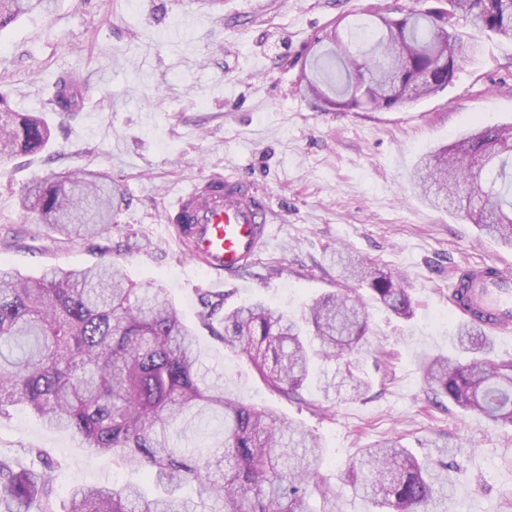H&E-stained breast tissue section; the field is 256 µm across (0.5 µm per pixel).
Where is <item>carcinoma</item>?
<instances>
[{"label": "carcinoma", "mask_w": 512, "mask_h": 512, "mask_svg": "<svg viewBox=\"0 0 512 512\" xmlns=\"http://www.w3.org/2000/svg\"><path fill=\"white\" fill-rule=\"evenodd\" d=\"M52 0H0V31ZM449 9L415 7L392 18L381 8L341 27L335 20L315 43L327 50L305 59L301 81L312 99L340 111L392 110L444 90L475 47L453 29L461 15L512 41V0H448ZM78 83L55 82L52 110L72 112ZM49 125L35 115L0 110V161L43 150ZM416 184L433 206L451 195L478 231L512 250V126L485 124L420 160ZM24 215L68 239L109 231L114 193L106 175L71 172L21 196ZM345 292L328 294L300 314L252 302L224 311V295L202 298L199 321L247 357L267 387L303 400L315 360L354 373L368 333L364 297L390 313L413 316L398 276L336 252ZM0 417L23 405L50 428L70 431L94 453L141 469L155 489L137 485L77 487L57 509L51 466H22L0 455V512H335L334 488L319 469L322 444L265 407L224 391L202 369L195 332L161 287L137 288L112 264L50 268L37 278L0 272ZM459 358L421 361L434 404L446 398L495 426H512V360L498 359L486 331L462 322ZM222 418V439L187 453L176 439L186 415ZM448 463L419 460L397 440L362 448L347 477L380 512H435ZM194 487V497L176 496ZM319 498L314 509L310 499Z\"/></svg>", "instance_id": "carcinoma-1"}]
</instances>
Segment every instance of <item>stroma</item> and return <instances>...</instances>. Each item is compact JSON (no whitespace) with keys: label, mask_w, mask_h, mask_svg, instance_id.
I'll return each instance as SVG.
<instances>
[{"label":"stroma","mask_w":512,"mask_h":512,"mask_svg":"<svg viewBox=\"0 0 512 512\" xmlns=\"http://www.w3.org/2000/svg\"><path fill=\"white\" fill-rule=\"evenodd\" d=\"M374 3L426 9L440 0H224L218 11L201 0H56L50 14L0 31L6 105L46 117L52 129L44 151L0 161V269L36 277L109 260L136 287L165 286L219 385L320 437V475L335 489L336 512H374L347 467L361 448L393 436L421 458L447 447V512H512V428L449 401L432 406L419 368L424 356L456 354L458 320L448 312L456 274L512 263V251L455 209L429 205L412 179L422 157L478 123H512V41L456 19L478 52L444 91L390 111L326 109L301 90V59L315 34ZM62 75L82 88L80 108L66 118L48 105ZM84 169L107 172L119 191L108 234L68 241L23 219V188ZM211 170L264 188L279 215L269 248L220 288L163 221L175 193ZM339 248L399 274L414 314L401 320L367 302L360 365L369 391L356 394L336 364L320 363L330 389L311 384L304 403H292L200 327V298L220 289L228 308L298 309L339 289L330 260ZM31 448L52 464L61 500L75 487L143 479L11 408L0 419V454Z\"/></svg>","instance_id":"stroma-1"}]
</instances>
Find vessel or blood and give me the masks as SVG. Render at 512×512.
I'll list each match as a JSON object with an SVG mask.
<instances>
[{
    "label": "vessel or blood",
    "instance_id": "b4317fda",
    "mask_svg": "<svg viewBox=\"0 0 512 512\" xmlns=\"http://www.w3.org/2000/svg\"><path fill=\"white\" fill-rule=\"evenodd\" d=\"M277 216L268 194L237 176L213 173L180 193L164 214L196 263L218 277H233L270 245ZM451 303L460 315L477 309L485 329L512 326V274L499 262L467 268Z\"/></svg>",
    "mask_w": 512,
    "mask_h": 512
}]
</instances>
